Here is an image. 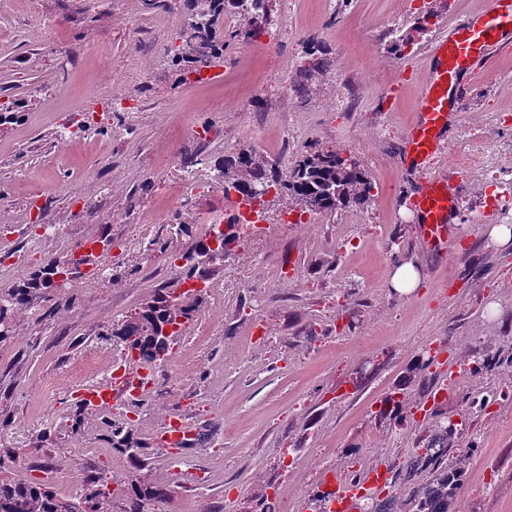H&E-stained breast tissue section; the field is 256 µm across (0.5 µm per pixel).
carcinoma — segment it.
I'll return each instance as SVG.
<instances>
[{"label":"carcinoma","mask_w":512,"mask_h":512,"mask_svg":"<svg viewBox=\"0 0 512 512\" xmlns=\"http://www.w3.org/2000/svg\"><path fill=\"white\" fill-rule=\"evenodd\" d=\"M270 2L252 0L245 7L241 0H182L181 11L186 20L177 31L174 44L167 49L169 63L187 77L200 74V65L204 62L214 66L224 59V16L241 14L246 26L245 37L253 41L268 30ZM307 51L313 57L312 68L304 70L296 82L295 92L299 96L307 94L306 81L313 73L329 67L330 48L323 41L308 40ZM214 170L216 178L224 182L227 196L233 190L240 200L250 202L258 198L257 189L274 185L278 194L292 202L327 214L363 208L370 202L374 189L368 173L356 159L335 150L315 151L296 161L284 173L275 171L261 153L241 150L219 160L214 164ZM238 224L235 215L220 234L222 254L212 253L205 237L180 253L181 277L170 285L155 289L140 304L138 311L112 328V335L120 339L127 351L138 354L141 364L155 366L165 361L176 336L194 321L204 302V294L189 288L179 304L173 303L171 295L193 279L210 277L216 265L224 262V256L236 251L240 240ZM64 266V262L48 263L33 271L23 282L0 288V302L6 303V306H0V324L12 318L14 313L31 308L40 295L55 290L53 277L63 271ZM89 414L100 418L102 440L111 444L112 449L135 460L145 455V442L139 437L135 425L129 421L123 426L112 424V411L106 406L76 402L72 427L81 426ZM448 433V426H438L435 438L438 449L426 454L421 462L433 467L441 465L443 455L448 452ZM421 462L413 461L410 470H416ZM108 487V477L103 471L88 474L82 480L81 491L76 494L61 493L42 483L6 481L0 484V512H64L63 504L69 499L89 504L88 512H109L112 496L122 498V512H144L149 502L164 501L169 496L167 485L143 484L137 479L115 487L112 493L108 492ZM456 490L457 484L448 478V474H442L418 500L416 512H448V501Z\"/></svg>","instance_id":"obj_1"}]
</instances>
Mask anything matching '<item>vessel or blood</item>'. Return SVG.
<instances>
[{
  "label": "vessel or blood",
  "mask_w": 512,
  "mask_h": 512,
  "mask_svg": "<svg viewBox=\"0 0 512 512\" xmlns=\"http://www.w3.org/2000/svg\"><path fill=\"white\" fill-rule=\"evenodd\" d=\"M511 49L512 0H489L484 10L455 25L447 37L438 41L430 65L421 76L417 120L407 134L405 150L412 162L431 165L444 150L448 109L453 106L460 110L465 104L464 76L473 74L492 54ZM411 205L422 220L423 244L433 251L444 249L448 240V218L456 206L448 192L447 179L427 181L413 197ZM149 376L145 369L133 374L115 367L111 370V388L86 389L80 391L79 396L87 401L109 404L146 388ZM188 427L184 417H167L161 433L153 439L154 446H170ZM384 481L381 471L373 469L352 478L339 476L331 483L326 496L348 507Z\"/></svg>",
  "instance_id": "b4317fda"
}]
</instances>
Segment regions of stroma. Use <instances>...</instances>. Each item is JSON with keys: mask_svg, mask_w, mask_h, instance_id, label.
Here are the masks:
<instances>
[{"mask_svg": "<svg viewBox=\"0 0 512 512\" xmlns=\"http://www.w3.org/2000/svg\"><path fill=\"white\" fill-rule=\"evenodd\" d=\"M486 2L273 0L279 52L225 21L235 38L224 64L196 80L164 56L184 16L157 0H0V87L21 116L0 130V251L20 247L19 225L33 237L44 222L60 227L7 281L85 242H112L96 254L108 277L36 299L0 344V480L62 491L70 475L101 468L118 483L166 481L171 496L156 512H322L325 480L376 466L389 479L372 498L414 512L412 494L433 470L409 466L445 419L456 433L443 462L459 481L448 512H512V244L488 235L512 225V51L472 74L434 164L405 153L436 41ZM419 10L439 23L395 65L385 41ZM313 36L334 56L300 100L290 86ZM116 98L124 108L113 109ZM239 148L281 170L317 150L352 155L375 188L364 208L310 211L300 224L282 223L287 199L268 196L254 214L263 234L213 273L223 298L206 295L137 422L148 440L177 413L207 435L206 454L189 460L206 479L191 484L175 471L177 449L139 462L100 440L96 420L75 432L69 416L75 392L109 384L110 363L126 359L113 323L177 280L163 259L237 214L214 163ZM433 178L459 201L445 252L422 245L411 206ZM36 187L56 199L46 212L28 210ZM75 194L107 196L108 216L72 206ZM408 260L426 286L401 296L391 270ZM483 358L489 370L472 375ZM442 387L444 403L424 413Z\"/></svg>", "mask_w": 512, "mask_h": 512, "instance_id": "stroma-1", "label": "stroma"}]
</instances>
